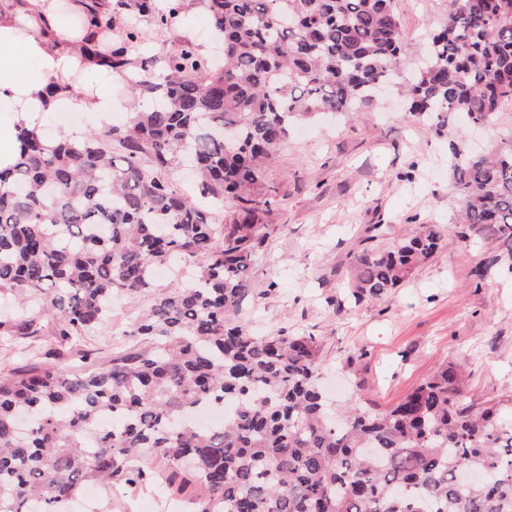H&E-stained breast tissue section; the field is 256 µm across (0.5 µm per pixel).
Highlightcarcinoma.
<instances>
[{"label":"carcinoma","instance_id":"carcinoma-1","mask_svg":"<svg viewBox=\"0 0 512 512\" xmlns=\"http://www.w3.org/2000/svg\"><path fill=\"white\" fill-rule=\"evenodd\" d=\"M118 2L160 29L177 11ZM201 4L224 68L189 42L144 58L131 88L145 105L126 125L57 142L23 128L0 170V300L21 306L0 314V346L33 352L0 369V512H63L90 482L144 485L138 459L199 489L196 512H512V416L496 400L463 404L458 365L389 411H338L314 337L259 336L242 318L263 293L249 275L269 204L257 188L292 122L354 112L394 80L439 131L512 112V0H448L403 79L394 0ZM186 164L192 196L163 177ZM449 164L460 238L497 244L486 277L512 262V128L482 155L452 140ZM440 242L425 225L359 247L351 296L391 295ZM159 265L182 269L173 290L153 292ZM151 292L128 331L138 346L90 347L113 298ZM227 401L219 428L193 424Z\"/></svg>","mask_w":512,"mask_h":512}]
</instances>
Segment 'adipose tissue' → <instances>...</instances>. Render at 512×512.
Segmentation results:
<instances>
[{
    "label": "adipose tissue",
    "instance_id": "adipose-tissue-1",
    "mask_svg": "<svg viewBox=\"0 0 512 512\" xmlns=\"http://www.w3.org/2000/svg\"><path fill=\"white\" fill-rule=\"evenodd\" d=\"M56 2L0 0V167L14 157L18 128L44 127L61 110L107 119L118 106L111 69L83 51L103 32L75 31Z\"/></svg>",
    "mask_w": 512,
    "mask_h": 512
}]
</instances>
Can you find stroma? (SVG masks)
<instances>
[{
    "label": "stroma",
    "instance_id": "stroma-1",
    "mask_svg": "<svg viewBox=\"0 0 512 512\" xmlns=\"http://www.w3.org/2000/svg\"><path fill=\"white\" fill-rule=\"evenodd\" d=\"M402 36L414 51L439 26L448 0H394ZM141 32L132 57L172 51L189 41L221 59L207 14L157 28L126 14ZM274 200L259 233L264 243L252 277L271 288L244 318L259 332L280 329L316 337L323 385L335 403L389 409L435 368L464 365L466 400L502 402L512 412V271L487 278L492 245L462 242L451 215L457 205L448 167V136L418 122L397 95H378L356 113L303 122L291 130L259 186ZM433 224L437 253L394 293L355 302L344 288L351 258L365 238L375 245ZM144 297L117 298L112 318L91 343L106 350L147 306ZM157 484L100 487L93 512H136L160 496Z\"/></svg>",
    "mask_w": 512,
    "mask_h": 512
}]
</instances>
